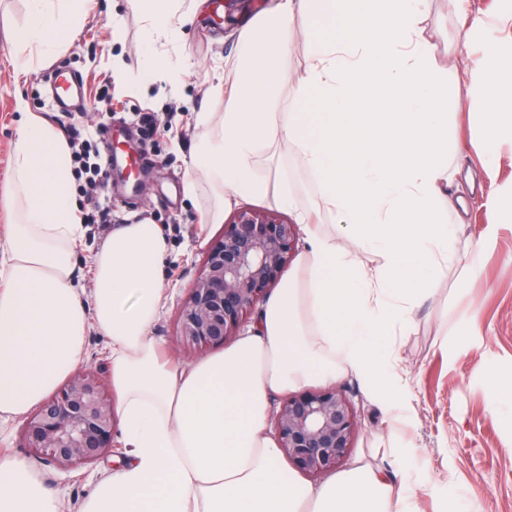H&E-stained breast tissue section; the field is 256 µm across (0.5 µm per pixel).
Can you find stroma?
Listing matches in <instances>:
<instances>
[{
	"mask_svg": "<svg viewBox=\"0 0 512 512\" xmlns=\"http://www.w3.org/2000/svg\"><path fill=\"white\" fill-rule=\"evenodd\" d=\"M275 0H249L230 15L217 13L214 0H201L191 22L174 46L151 39L135 0H84L78 34L54 56L30 60L17 51L11 32L28 19L27 0H0V195L11 172L16 99H24L34 116L54 120L49 94V71L56 66L76 70L86 80L82 104L76 112L79 128L96 127L111 113V128L98 138L102 157L115 147L134 142L138 166L129 181H112L104 189L116 219L161 225L168 239L165 288L173 300L153 326V334L167 354L181 366L192 363L177 329L179 309L201 270L204 242L220 237L223 225H203L202 215L215 200L205 180L187 184L191 149L202 130L198 113L224 109L220 86L229 76L224 62L235 53L240 33L254 23ZM121 25V39H113V25ZM435 46L434 63L446 80H453L449 55L464 49L453 0H430L424 22ZM305 16L291 20L284 34L289 50L279 63L280 76L296 79L305 66ZM166 64L174 78L147 81V59ZM28 74H19L22 62ZM138 112L159 117L174 114L169 131L148 136L136 125ZM482 113L452 105L448 135L452 156L462 172L484 184L468 199L459 232L460 263L448 270L434 292L419 301L414 325L394 336L396 373L411 388L410 410L389 416L372 399L362 381L345 374L337 386L345 391L359 418L360 429L346 461L347 468L369 466L386 471L395 489L408 498L415 512H459L469 496H477L480 512H512V408L495 399L497 382L512 378V224L497 221V211L512 207V156H502L493 182L484 183L479 146L484 139ZM268 181L270 195L236 196L225 216L248 209L276 210L273 192H294L296 207L283 210L295 221L297 210H314V223L340 224L337 214L316 212L314 177L301 165L296 149L275 146L257 170ZM106 241L96 225L85 227L75 255V286L84 300L93 292L92 258ZM18 421H0V454L14 455L49 489L58 491L65 512H80L95 484L124 462L122 436H115L112 455L70 473L43 466L22 448ZM410 447L407 456L394 452L399 442Z\"/></svg>",
	"mask_w": 512,
	"mask_h": 512,
	"instance_id": "stroma-1",
	"label": "stroma"
}]
</instances>
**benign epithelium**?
Masks as SVG:
<instances>
[{
  "label": "benign epithelium",
  "instance_id": "1",
  "mask_svg": "<svg viewBox=\"0 0 512 512\" xmlns=\"http://www.w3.org/2000/svg\"><path fill=\"white\" fill-rule=\"evenodd\" d=\"M297 225L269 210H241L207 247L199 275L178 314L183 342L203 351L237 335L291 263ZM105 370L85 368L66 380L23 425L24 447L47 466L79 471L112 452L115 416ZM283 455L298 471L322 478L349 455L359 422L334 386L286 398L273 415Z\"/></svg>",
  "mask_w": 512,
  "mask_h": 512
}]
</instances>
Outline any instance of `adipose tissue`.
I'll return each instance as SVG.
<instances>
[{"label":"adipose tissue","mask_w":512,"mask_h":512,"mask_svg":"<svg viewBox=\"0 0 512 512\" xmlns=\"http://www.w3.org/2000/svg\"><path fill=\"white\" fill-rule=\"evenodd\" d=\"M481 57L453 58L454 82L437 75L422 22L429 0H279L246 28L221 113L201 112L206 131L188 169L219 193L207 215L220 223L232 196L265 195L260 159L275 143L295 147L316 195L337 213L348 243L305 225L310 250L299 275L260 306L254 324L224 350L182 367L164 358L152 326L168 301L167 239L160 225L121 224L93 259V304L74 286L84 234L70 149L60 132L17 100L12 223L0 246V420L25 417L85 356L89 327L112 346V390L130 458L98 484L83 512H412L381 472L361 466L312 486L288 476L266 430L273 394L351 373L388 409L413 393L392 369L383 338L413 325L416 296L458 264L455 204L444 203L452 142L445 105L467 99L487 130L482 170L494 177L498 146L512 142V81L500 61L512 35L454 0ZM19 50L56 54L71 35L80 0H29ZM150 35L174 44L185 0H137ZM307 16L308 57L295 83L277 77L290 18ZM331 28L330 37L319 33ZM291 98L275 116L268 104ZM375 254V266L358 252ZM15 457L0 456V512H60Z\"/></svg>","instance_id":"adipose-tissue-1"}]
</instances>
